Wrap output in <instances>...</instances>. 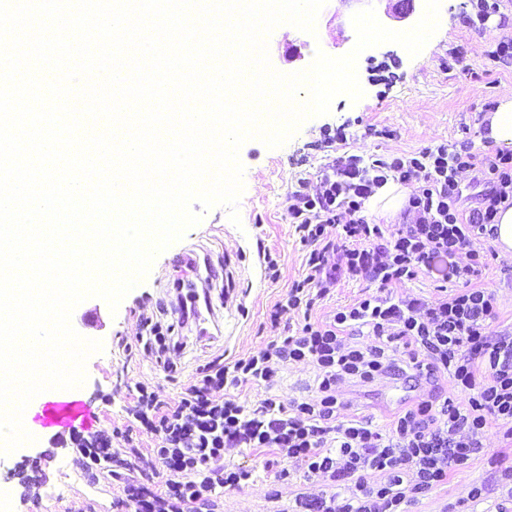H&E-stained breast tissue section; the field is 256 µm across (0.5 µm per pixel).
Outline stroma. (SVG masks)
<instances>
[{
	"label": "stroma",
	"mask_w": 512,
	"mask_h": 512,
	"mask_svg": "<svg viewBox=\"0 0 512 512\" xmlns=\"http://www.w3.org/2000/svg\"><path fill=\"white\" fill-rule=\"evenodd\" d=\"M497 3V13L478 28L463 22L464 15L474 12L471 0H442L439 27L417 56L396 43L363 50L356 62L364 91L359 101L338 97L330 114L308 119L281 147L271 149L257 139L242 145L239 158L245 173L239 223L230 221L226 206L206 209L192 203L200 223L156 257L139 288L129 291L117 308L96 297L76 306L71 316L74 330L104 345L86 362L80 397L95 413L96 429L121 427L128 435L123 450L141 452L142 457L128 479L92 476L75 464L74 448L60 447L52 432L36 433L33 443L0 455V512H70L81 505L89 512H129L128 482L153 485L164 477L161 464L145 455L154 434L125 412L130 386L150 382L160 400L172 403L193 383L200 366L258 354L271 341L295 334L302 315L279 314L275 307L304 275L308 250L287 211L289 196L301 179L316 178L340 157L356 155L369 163L446 142L466 144L480 155L495 154V147L480 137L483 118L500 95L512 89V64L493 57L498 43L512 40V0ZM360 9L356 0H327L315 34L273 31L268 40L273 68L290 74L310 66L316 52L334 57L349 53L357 41L352 17ZM294 47L301 53L296 60L288 55ZM473 247L487 255L473 284L494 296L497 316L492 329L512 333V251L483 238L474 240ZM266 252L278 261V279L264 274ZM192 253L208 255L211 271L181 270L182 259ZM211 272L216 275L212 299L224 314V338L200 342L195 325L180 327L185 346L171 354L176 369L167 371L155 355L136 347L140 319L153 314L175 323L178 296L202 288ZM378 292L375 283L342 277L317 303L312 317L329 319L337 308ZM272 392L285 402L313 399L315 373L301 362L284 363ZM435 396L457 400L463 393L444 378L417 385L388 377L364 385L346 383L337 391L338 399L347 404L344 419L370 421L383 433L393 413ZM224 463L248 469L251 476L239 487L225 489L221 512H294L298 493L327 492L341 498L348 494L347 481L306 478L298 463L251 448L225 449ZM510 467L512 441L504 438L500 422L489 421L479 453L447 484L408 504V512H493L512 488V482L502 478ZM476 486L483 487V500L471 499Z\"/></svg>",
	"instance_id": "obj_1"
}]
</instances>
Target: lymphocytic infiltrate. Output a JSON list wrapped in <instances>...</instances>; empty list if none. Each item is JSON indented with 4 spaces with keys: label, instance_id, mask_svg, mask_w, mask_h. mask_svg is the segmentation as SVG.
<instances>
[{
    "label": "lymphocytic infiltrate",
    "instance_id": "f902f5d3",
    "mask_svg": "<svg viewBox=\"0 0 512 512\" xmlns=\"http://www.w3.org/2000/svg\"><path fill=\"white\" fill-rule=\"evenodd\" d=\"M472 172L481 185L480 204L464 205L458 177ZM413 185L395 240L386 225L363 217L365 203L388 181ZM288 215L310 252L307 272L293 284L278 311L303 312L295 335L271 342L259 354L219 368L203 367L194 384L173 404L159 400L145 382L130 390L126 412L158 434L150 455L166 470L161 487H134V512H216L225 489L247 480L249 471L224 464L228 448H265L293 459L308 475L333 481L353 479L344 502L297 495L303 512H403L402 507L450 476L479 450L478 436L497 420L512 436V336L493 335L491 295L471 287L485 258L471 244L495 235L501 204L512 202V152L492 157L467 146L442 144L418 154L364 163L358 156L337 159L317 180H304L291 195ZM469 262L458 265L460 251ZM425 272L442 281L463 280L466 288L435 303L367 296L334 314L312 320L317 300L325 298L344 274L380 287ZM368 329L376 343L360 348L352 329ZM413 350L408 366L427 380L445 374L465 393L441 408L424 400L394 415L389 435L358 420H339L338 384L371 382L398 371L391 343ZM296 361L316 371L318 396L282 403L260 399L247 409L233 400H213V391L251 382L272 385L279 364ZM78 463L86 472L110 473L133 464L112 447L102 430H87L77 443Z\"/></svg>",
    "mask_w": 512,
    "mask_h": 512
}]
</instances>
